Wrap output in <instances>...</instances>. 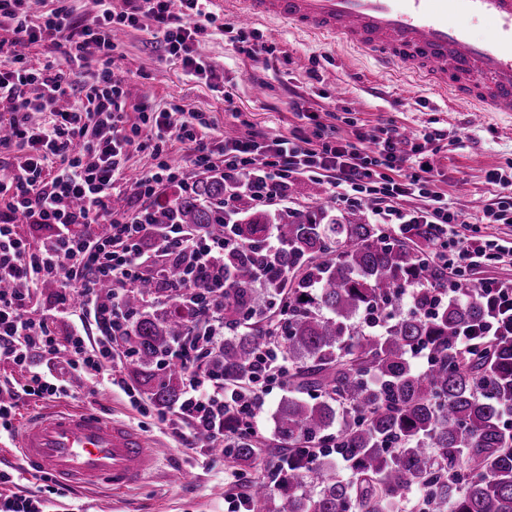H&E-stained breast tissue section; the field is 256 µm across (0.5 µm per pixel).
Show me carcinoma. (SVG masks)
I'll return each mask as SVG.
<instances>
[{"instance_id": "obj_1", "label": "carcinoma", "mask_w": 512, "mask_h": 512, "mask_svg": "<svg viewBox=\"0 0 512 512\" xmlns=\"http://www.w3.org/2000/svg\"><path fill=\"white\" fill-rule=\"evenodd\" d=\"M224 182L206 180L175 196L156 223L176 219L212 234L223 220L214 203ZM275 227L276 266L285 275L255 287L259 269L271 264L262 240ZM238 247L224 251L233 285L224 293L229 338L211 365L224 380L243 385L265 337L278 338L291 362L288 386L295 395L275 414L288 455V476L270 486L257 479L251 512H397L421 494L420 512H512V334L501 320L497 336L487 301L466 280L448 284L443 268L425 261L429 229L419 226L413 246L376 224L329 218L325 213L257 211L239 222ZM451 286L456 297L436 305V292ZM157 293L147 280L124 299L133 314L123 342L126 366L150 401L170 409L183 389V369L168 359L172 344L191 335V315L174 306L149 312ZM276 309L277 331L239 329L253 315ZM474 333L475 346L457 340ZM433 351L430 365L411 362L416 346ZM250 439L229 449L238 463L256 460ZM336 458L351 465L353 482L334 477L303 490L307 473Z\"/></svg>"}]
</instances>
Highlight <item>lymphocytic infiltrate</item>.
Segmentation results:
<instances>
[{"instance_id":"1","label":"lymphocytic infiltrate","mask_w":512,"mask_h":512,"mask_svg":"<svg viewBox=\"0 0 512 512\" xmlns=\"http://www.w3.org/2000/svg\"><path fill=\"white\" fill-rule=\"evenodd\" d=\"M84 18L56 7L29 15L27 0H0V56L11 66L0 70V102L10 105L9 132L0 146L17 155L0 178V364L26 368V383L0 381V435L13 436L16 410L26 398H57L69 391L72 375L99 376L128 398L136 393L118 370V347L131 321L123 294L144 277L164 280L180 313H192V334L176 342L171 356L185 368L181 399L173 411H156L158 422L176 415V442L194 448L233 447L256 435L257 418L273 389L288 384V360L276 344L263 347L254 368L257 379L242 388L213 376V349L224 343V290L232 276L224 271V251L236 246L234 220L242 201L260 205L286 196L300 178L327 179L339 202L350 207L372 204L376 223L401 234L423 225L436 246L431 262L462 278L480 264L512 260V246L483 234L482 225L511 224L512 197L485 208L479 222L468 221L429 188L431 164L420 145L395 128L362 133L355 141L320 127L317 139L295 132L265 138L259 133L229 137L214 131L203 113L177 121L171 113L140 107L127 112L126 92L112 70L114 34L148 18V33L169 58L180 60L187 76L209 80L210 61L196 46L214 18L208 0H124L114 11L111 0H94ZM51 42L67 68L32 64L17 51L24 43ZM86 72L74 88L69 70ZM70 107L56 111L58 101ZM55 110L48 124L33 122L36 112ZM193 155L198 172L224 181L223 232L209 235L178 221L154 223L164 201L162 190L193 193L197 182L170 159L168 142ZM134 149L151 151L155 163L135 181L143 200L136 213L112 208L116 181L125 179V160ZM430 199L428 209L403 208L412 194ZM29 233H22L21 224ZM50 245L36 242L40 231ZM58 282L51 311L35 297L48 282ZM112 287L111 302L98 292ZM70 331L58 335L54 318ZM10 473L0 471V512H44V484L5 492Z\"/></svg>"}]
</instances>
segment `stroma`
I'll list each match as a JSON object with an SVG mask.
<instances>
[{
	"label": "stroma",
	"mask_w": 512,
	"mask_h": 512,
	"mask_svg": "<svg viewBox=\"0 0 512 512\" xmlns=\"http://www.w3.org/2000/svg\"><path fill=\"white\" fill-rule=\"evenodd\" d=\"M212 13L215 21L199 45L214 68L207 83L187 77L180 61L150 45L145 31L129 28L118 33L112 68L123 81L128 112L144 104L179 118L201 112L218 129L238 134L259 130L271 138L288 137L296 130L310 137L320 124L349 140L386 126L411 138L436 132L440 138L430 144L435 190L471 218L480 217L501 197L502 187L487 175L512 170V113L476 115L447 107L428 87L408 75L379 69L365 53L314 40L276 21L252 24V31L272 50L268 59H254L241 53L231 38L236 25L231 12L216 7ZM258 85L264 88L260 98L253 95ZM299 96L310 118L292 111L291 101ZM320 207L339 216L348 212L332 200L326 181L303 179L293 182L285 200L270 202L267 209L274 214ZM70 390V396L58 399H26L15 423L32 411L90 408L138 429L160 462L141 484L120 492L94 486L51 495L49 512H225L224 499L233 491L238 470L231 458L212 448L175 443L165 426L140 414V407L150 404L148 397H141L135 408L123 392L82 376L71 379ZM287 396V391L274 390L259 416L262 453L248 468L252 475L267 476L273 467L265 451L281 443L274 416ZM175 471L187 473L188 481L172 480Z\"/></svg>",
	"instance_id": "35a3bbf8"
}]
</instances>
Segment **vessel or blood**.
Masks as SVG:
<instances>
[{
	"label": "vessel or blood",
	"mask_w": 512,
	"mask_h": 512,
	"mask_svg": "<svg viewBox=\"0 0 512 512\" xmlns=\"http://www.w3.org/2000/svg\"><path fill=\"white\" fill-rule=\"evenodd\" d=\"M242 26L269 19L367 53L478 112L512 113V0H234ZM487 34L475 36L473 25ZM17 447L27 471L63 485L139 483L154 458L143 434L84 410L36 414Z\"/></svg>",
	"instance_id": "obj_1"
}]
</instances>
